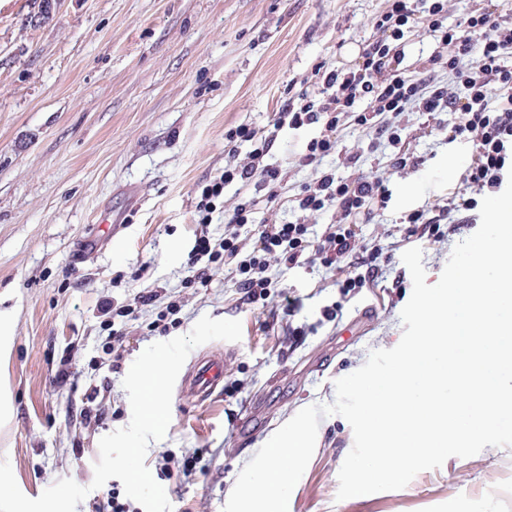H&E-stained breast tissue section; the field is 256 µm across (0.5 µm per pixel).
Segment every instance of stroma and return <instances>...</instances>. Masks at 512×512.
<instances>
[{
    "label": "stroma",
    "instance_id": "stroma-1",
    "mask_svg": "<svg viewBox=\"0 0 512 512\" xmlns=\"http://www.w3.org/2000/svg\"><path fill=\"white\" fill-rule=\"evenodd\" d=\"M384 0H0V460H8L30 498L63 478L90 485L100 439L131 419L123 387L127 368L149 345L154 309L130 322L121 371L91 370L102 354L100 310L136 292L177 295L188 334L202 316L237 319L242 338L194 348L224 357V390L195 402L173 395L163 439L145 464L173 512H222L244 461L302 405L330 404L337 379L364 365L371 351L395 347L400 312L413 288L403 252L420 248L427 284L436 283L465 224L441 243L408 236L401 216L447 198L470 158L461 142L421 136L415 116L408 148L426 162L392 173L390 149L368 152L370 130L342 132L362 149L364 172L388 173L387 209L354 229L379 249L383 286L350 296L338 272L321 265L287 268L268 256L267 299L244 300L229 271L205 288L185 285L199 185L219 177L229 157L225 132L240 124L268 129L289 88L320 65L358 61L369 21ZM313 129L283 130L267 160L282 167L272 202H259L264 224L296 221L292 200L311 178L288 160ZM111 215L110 232L98 219ZM299 297L295 336L282 320L281 289ZM335 306L334 321L323 307ZM70 354L71 375H58ZM108 386L104 402L94 387ZM104 408L100 420L85 416ZM321 441L297 486L293 512H512V447L448 458L403 489L337 500L338 472L353 447L348 421L321 418ZM197 453L192 476L165 478L158 450Z\"/></svg>",
    "mask_w": 512,
    "mask_h": 512
}]
</instances>
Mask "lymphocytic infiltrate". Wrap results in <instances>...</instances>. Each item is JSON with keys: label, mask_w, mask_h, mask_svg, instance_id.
Returning a JSON list of instances; mask_svg holds the SVG:
<instances>
[{"label": "lymphocytic infiltrate", "mask_w": 512, "mask_h": 512, "mask_svg": "<svg viewBox=\"0 0 512 512\" xmlns=\"http://www.w3.org/2000/svg\"><path fill=\"white\" fill-rule=\"evenodd\" d=\"M453 6L454 0H430L421 13L415 0H386L385 9L370 21L374 35L365 42L358 63L315 68L313 75L327 96L314 99L302 92L289 99L267 134L247 124L225 133L229 154H236L244 142L252 149L246 162L228 163L223 174L201 188L193 215L199 231L188 259V283L207 286L211 268L224 265L245 299L262 298L272 284L266 260L270 254L289 267L349 266V275L339 282L348 293L360 292L382 276L378 251L364 245L351 225L386 209L391 191L383 176L361 172V152L348 150L340 139L346 125L375 129L379 139L370 142V149L386 142L392 149V168L404 174L424 163L404 147L413 115L425 116L424 135L470 144L472 154L458 190L445 203L412 210L401 221L409 235L436 242L445 239L446 228L477 222L482 197L497 193L512 171V17L499 12L498 0H472L454 22ZM418 30L433 37L435 48L417 69L409 70L402 65L403 38ZM311 126L316 136L292 160L293 167L312 172L293 200L296 221L257 224V241L246 246L241 230L256 224L257 204L248 198L225 215L223 237H213L208 227L225 187L238 183L275 188L282 173L266 158L279 132ZM333 156L350 168L349 176L325 166V159ZM329 209L336 215L334 222L320 238L310 239L309 218ZM157 299L153 291H140L127 304L113 307L105 349L113 363L123 358L128 321L155 306Z\"/></svg>", "instance_id": "lymphocytic-infiltrate-1"}]
</instances>
